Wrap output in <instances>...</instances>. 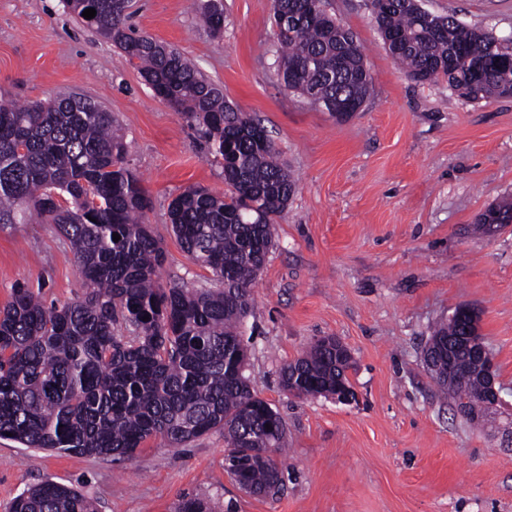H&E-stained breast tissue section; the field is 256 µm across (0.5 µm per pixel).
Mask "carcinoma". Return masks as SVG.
Wrapping results in <instances>:
<instances>
[{
	"label": "carcinoma",
	"mask_w": 512,
	"mask_h": 512,
	"mask_svg": "<svg viewBox=\"0 0 512 512\" xmlns=\"http://www.w3.org/2000/svg\"><path fill=\"white\" fill-rule=\"evenodd\" d=\"M386 50L417 82L444 79L480 101L512 90V47L455 17L425 13L419 0H369ZM118 47L140 76L202 132L224 173L218 196L188 187L168 206L184 251L221 288L163 286L165 251L145 222L151 199L127 163V146L112 114L75 92L26 104L0 101V223L17 212L56 225L79 264L85 293L61 307L29 289H14L0 309V438L31 448L131 459L156 437L180 447L224 431V470L258 496L274 495L285 425L246 376L242 326L253 311L252 288L273 247V224L296 189L267 130L245 117L179 51L127 25V0H64ZM284 87L325 110L336 99L365 102L372 77L361 45L326 10V0H272ZM213 35L224 31V0H198ZM288 23L279 24L281 14ZM512 224V202L486 209L487 220ZM121 239L113 241V234ZM124 323L131 337L114 334ZM464 332L440 323L430 341L448 350ZM455 365L473 363L459 342ZM352 364L336 346L315 342L281 371L298 397L350 387ZM482 385L468 378L451 390L457 404L479 401ZM11 512H94L78 490L43 483L17 496ZM179 512H212L199 497Z\"/></svg>",
	"instance_id": "1"
}]
</instances>
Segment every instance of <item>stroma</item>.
<instances>
[{"label": "stroma", "instance_id": "stroma-1", "mask_svg": "<svg viewBox=\"0 0 512 512\" xmlns=\"http://www.w3.org/2000/svg\"><path fill=\"white\" fill-rule=\"evenodd\" d=\"M271 3L224 0L218 37L189 0H131L128 22L178 49L261 121L297 181L244 324L252 386L286 427L279 492L252 495L229 477L219 431L182 448L154 438L124 461L0 439V512L47 481L80 490L96 512H176L195 495L216 512H512V406L470 427L423 360L434 325L473 307L512 403V225L493 234L477 226L490 205L512 199V97L471 102L446 81L416 83L385 49L367 0H328L372 76L362 110L336 120L279 80ZM422 5L512 35V0ZM66 91L122 128L166 253L161 283L216 288L168 217L188 187L226 190L196 130L63 0H0V100ZM20 285L49 305L83 294L68 242L34 216L0 224V307ZM323 336L353 355L350 403L280 385L281 368Z\"/></svg>", "mask_w": 512, "mask_h": 512}]
</instances>
